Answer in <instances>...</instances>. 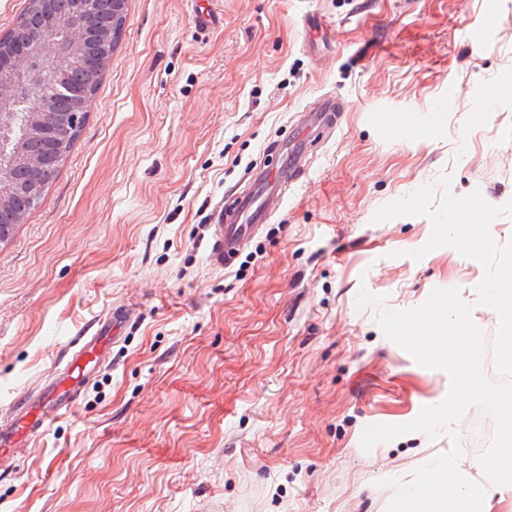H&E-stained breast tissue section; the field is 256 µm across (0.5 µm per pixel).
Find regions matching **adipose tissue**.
Here are the masks:
<instances>
[{"instance_id":"adipose-tissue-1","label":"adipose tissue","mask_w":512,"mask_h":512,"mask_svg":"<svg viewBox=\"0 0 512 512\" xmlns=\"http://www.w3.org/2000/svg\"><path fill=\"white\" fill-rule=\"evenodd\" d=\"M475 289L503 331L500 356L512 363V288L500 287L497 274ZM436 481L403 484L395 512H512V482L488 476L485 459L428 457Z\"/></svg>"}]
</instances>
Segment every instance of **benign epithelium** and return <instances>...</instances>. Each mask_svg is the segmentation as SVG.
Listing matches in <instances>:
<instances>
[{
	"instance_id": "obj_1",
	"label": "benign epithelium",
	"mask_w": 512,
	"mask_h": 512,
	"mask_svg": "<svg viewBox=\"0 0 512 512\" xmlns=\"http://www.w3.org/2000/svg\"><path fill=\"white\" fill-rule=\"evenodd\" d=\"M38 13L39 24L23 30L0 34V142L10 141L14 123H19L22 138L51 141L61 129L80 128L87 103L81 91L68 84L71 54H50L45 46L57 36H65L77 53L111 41V33L98 28L95 17L97 0H70L67 19L59 20L49 9V0H29ZM65 94L78 103L72 112H58L46 120L51 94ZM43 167L54 163L51 155L30 154L15 146L0 148V172L4 164ZM19 190L0 176V210L16 206Z\"/></svg>"
}]
</instances>
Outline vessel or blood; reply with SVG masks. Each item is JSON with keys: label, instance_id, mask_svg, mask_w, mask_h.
Listing matches in <instances>:
<instances>
[{"label": "vessel or blood", "instance_id": "obj_1", "mask_svg": "<svg viewBox=\"0 0 512 512\" xmlns=\"http://www.w3.org/2000/svg\"><path fill=\"white\" fill-rule=\"evenodd\" d=\"M306 154L305 144L293 145L285 160L257 175L253 190L217 206L212 243L207 253L211 265L229 266L260 224L269 221L280 208L289 183L302 176ZM125 319L126 314L122 311L107 316L94 334L92 344L84 345L75 352L57 380L46 386L34 402L20 408L10 429L0 431V463L13 459L34 433L75 408L77 391L86 375L91 355L95 350L106 349L110 331Z\"/></svg>", "mask_w": 512, "mask_h": 512}]
</instances>
